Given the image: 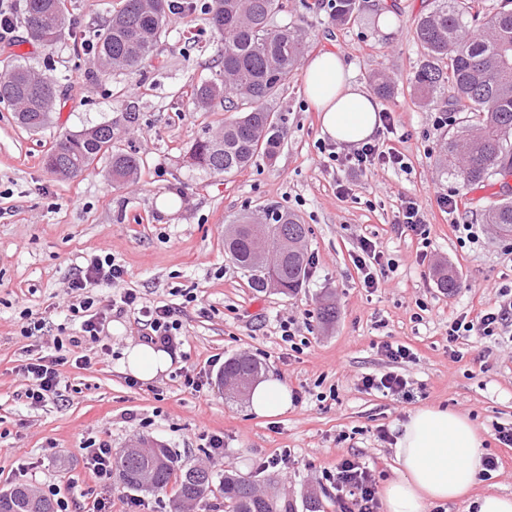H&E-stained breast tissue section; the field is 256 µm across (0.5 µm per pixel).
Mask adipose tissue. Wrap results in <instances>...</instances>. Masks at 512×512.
<instances>
[{"mask_svg": "<svg viewBox=\"0 0 512 512\" xmlns=\"http://www.w3.org/2000/svg\"><path fill=\"white\" fill-rule=\"evenodd\" d=\"M304 93L320 114L321 131L340 145L370 140L379 124L377 99L351 80L342 57L324 51L304 70ZM123 368L149 382L168 371L171 356L150 344L128 346ZM250 411L259 417L287 414L292 406L285 383L271 378L257 383L249 398ZM484 437L470 418L452 409L422 406L402 423L395 441L398 478L381 490L386 512H430L458 501L475 512H512V495L486 489L473 495L483 475Z\"/></svg>", "mask_w": 512, "mask_h": 512, "instance_id": "obj_1", "label": "adipose tissue"}]
</instances>
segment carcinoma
<instances>
[{"label": "carcinoma", "mask_w": 512, "mask_h": 512, "mask_svg": "<svg viewBox=\"0 0 512 512\" xmlns=\"http://www.w3.org/2000/svg\"><path fill=\"white\" fill-rule=\"evenodd\" d=\"M54 0H26L24 26L43 33L38 44L52 48L71 26L68 14L52 12ZM476 0H434L433 8L420 17L415 39L423 49L416 71L413 93L425 104L469 113L455 136L439 146V173L464 184L483 183L512 174V9L504 0L499 10H474ZM282 0H211L206 7L214 35L223 43L220 79L193 87L191 98L198 110L209 112L221 104L235 116L222 130L205 136L190 148L196 170L213 176L230 177L250 166L256 158H271L284 134V118L268 103L297 70L307 47L302 29L293 23L279 24L276 16ZM173 0H123L108 24L92 39L97 59L120 63L116 71L135 74L152 62L155 47L171 15ZM360 0H336L334 18L342 24L361 19ZM22 56L0 70V103L15 112L17 122L40 130L56 106L53 81L40 75L33 84L28 76L34 68L21 63ZM449 97H444V94ZM112 121L105 120L77 133L59 136L44 158L46 169L61 178L87 171L106 158L115 184L136 178L137 156L113 148ZM483 221L496 227L499 236L512 238V201L493 200ZM263 235V245L275 255L264 264L253 238V228ZM309 229L301 218L269 204L256 213L236 217L224 232V253L249 274L252 287L264 289L274 282L277 290L292 294L302 287L309 256L304 248ZM438 287L451 293L457 279L451 266L435 271ZM260 361L247 354L224 361L219 384L228 378L244 382L259 379ZM141 443L146 454L130 457L120 452L112 458L118 482L131 491L159 492L177 477L173 512H185L212 491L224 493L228 512H293L276 492L261 493L255 476L233 470L219 478L203 465L178 466L177 457L163 444L147 439ZM28 486L19 484L0 493V512H57L56 504L41 495L31 498Z\"/></svg>", "instance_id": "cac0c4a2"}]
</instances>
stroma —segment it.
I'll return each instance as SVG.
<instances>
[{
    "instance_id": "1",
    "label": "stroma",
    "mask_w": 512,
    "mask_h": 512,
    "mask_svg": "<svg viewBox=\"0 0 512 512\" xmlns=\"http://www.w3.org/2000/svg\"><path fill=\"white\" fill-rule=\"evenodd\" d=\"M282 3L278 22L303 27L309 55L338 53L353 82L369 90L373 75L391 82L394 92L380 105L392 113L395 129L374 137L403 154L404 168L345 173L337 159L350 149L322 135L300 71L271 104L286 129L274 159L258 158L230 178L185 166L195 140L228 118L223 107L198 112L191 103L193 86L220 73V40L200 8L172 16L157 59L139 74L102 72L78 43L121 0H66L76 25L53 49L26 42L20 25L0 42V66L17 53L58 84L56 109L37 132L20 127L0 103V491L16 483L40 490L51 484L76 512H93L103 499L112 512H129L134 495L90 471L87 443L106 441L117 452L146 438L172 448L182 464H202L217 475L227 469L258 475L266 471L263 461L276 458L278 466L266 472L295 512H305L310 493L322 512H340L328 479L337 463L356 453L375 468L378 482L396 478L393 435L414 409L434 405L467 414L484 432L487 455L500 462L486 481L512 495V447L495 436L497 426H512V325L494 336L448 339L453 320L475 318L494 304L499 288L512 290V240L481 221L490 201L512 199V176L463 186L438 172L439 144L455 135L464 115H441L412 95L422 60L414 30L432 0H367L354 25L337 24L323 6ZM104 120L112 123L115 147L141 158L136 180L113 184L104 160L72 179L46 170L54 139ZM342 181L350 187L344 196L337 192ZM456 190L458 209L445 212L437 200ZM407 197L424 211L426 236L397 229ZM270 203L299 214L310 228L308 275L288 296L253 288L224 256L225 226ZM462 224L472 225L476 242L461 239ZM365 239L383 245L394 263L373 290L363 288L354 264ZM105 252L126 276L123 288L100 282L91 289L107 318L93 345L98 364L64 365L62 397L28 404L18 366L31 351L54 355L55 337L79 335L67 312L69 282L87 259ZM441 263L456 272L453 293L436 285ZM125 288L144 304L179 308L189 338L170 371L151 382L122 370L125 348L141 342L143 332L137 312L120 301ZM187 291L194 302L184 303ZM326 301L336 305L329 326L319 315ZM25 310L45 320L32 339L20 334ZM286 318L297 321L291 344L279 331ZM386 342L409 347L413 361L388 359L381 350ZM237 353L260 360L300 402L285 415L260 418L247 402L227 398L217 377ZM184 369L202 374L203 391L184 387ZM387 372L408 378V397L360 388L363 374ZM383 429L389 440L380 439ZM215 435L224 439L223 453L209 446Z\"/></svg>"
}]
</instances>
